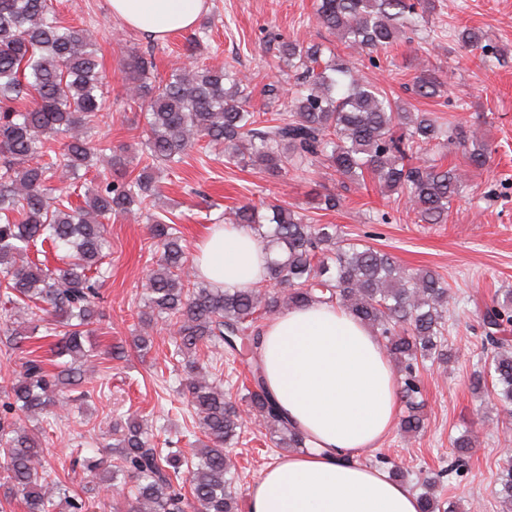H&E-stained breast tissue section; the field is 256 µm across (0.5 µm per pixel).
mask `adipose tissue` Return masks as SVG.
<instances>
[{"label": "adipose tissue", "instance_id": "obj_1", "mask_svg": "<svg viewBox=\"0 0 512 512\" xmlns=\"http://www.w3.org/2000/svg\"><path fill=\"white\" fill-rule=\"evenodd\" d=\"M204 0H110L114 17L163 38L194 28ZM267 257L242 230L210 229L197 245L200 277L223 288L264 279ZM258 353L268 390L310 437L306 452L276 458L248 491V512H419V498L356 452L377 447L400 412L379 336L330 304L292 308L263 329Z\"/></svg>", "mask_w": 512, "mask_h": 512}]
</instances>
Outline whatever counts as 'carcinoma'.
Wrapping results in <instances>:
<instances>
[{
    "label": "carcinoma",
    "mask_w": 512,
    "mask_h": 512,
    "mask_svg": "<svg viewBox=\"0 0 512 512\" xmlns=\"http://www.w3.org/2000/svg\"><path fill=\"white\" fill-rule=\"evenodd\" d=\"M426 0H318V25L338 35L347 53L319 45L283 42L280 54L295 83L268 84L265 102L250 105L247 77L226 64L194 60L208 38L206 28L189 42L190 65L175 67L169 78L152 84L150 55H129L125 98L145 112L144 165L129 169L123 152H112L110 176L72 205L62 188L82 169L94 167L98 148L92 131L104 117L105 96L96 37L89 29L64 25L52 0H0V335L11 350L27 353L19 379L0 385V468L8 492L0 512L14 502L26 512H87L73 482L59 477L27 422L66 409L70 400L91 396L86 378L85 336L102 322L100 289L108 269L102 259L110 247L105 222L143 216L158 258L144 284L140 323L167 326L173 355L182 359L180 390L204 439L190 454L154 439L143 421L130 415L114 423L118 434L110 452L75 459L74 466L98 480V487L123 491L117 512H240L232 490L238 478L229 450L238 443L243 420L236 402L224 393L218 376L193 358L207 350L210 359L237 354L238 344L255 353L262 320L296 306L321 302L346 310L380 336L388 357L403 372L405 412L401 432L420 433L419 365L446 363L450 287L430 269L408 271L391 254L342 236L336 224L312 218L285 205L269 204L263 214L253 205L231 210L224 223L250 229L265 253L267 278L275 288H216L201 280L182 246L180 231L156 212L161 192L160 166L172 170L199 140L224 152L242 167L285 177L318 167L332 171L342 187H366L406 198L417 224L448 223L451 205L467 179L430 151L444 141L461 148L467 165L484 167L491 149L464 127L443 129L429 112H411L401 101L364 80L358 55L385 51L400 37L426 24ZM465 47L481 50L487 64L494 47L473 29L458 31ZM412 91L443 97L449 86L434 68L415 77ZM64 138L62 150L46 148ZM48 247L57 263L30 258ZM28 316L17 324L18 313ZM482 349L490 376L476 372L475 394L493 392L502 407H512V340L498 335L512 323V294L495 300L483 313ZM55 339L42 354L36 336ZM69 360H64V357ZM244 399L273 444L303 453L307 436L282 415L265 388L262 366L252 359ZM448 472L469 464L473 441L466 432L454 440ZM421 512H439L436 481L423 478ZM496 494L512 506V464L498 477Z\"/></svg>",
    "instance_id": "1"
}]
</instances>
